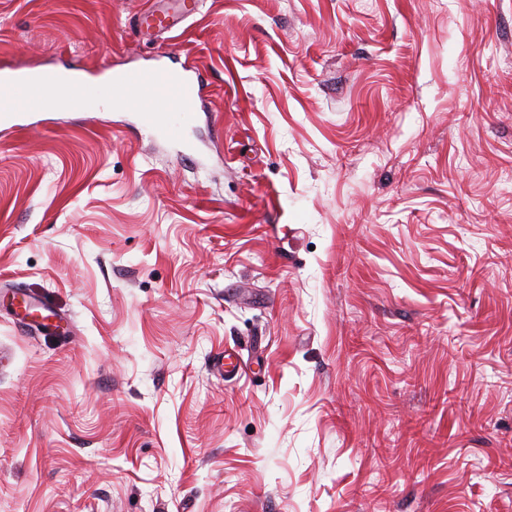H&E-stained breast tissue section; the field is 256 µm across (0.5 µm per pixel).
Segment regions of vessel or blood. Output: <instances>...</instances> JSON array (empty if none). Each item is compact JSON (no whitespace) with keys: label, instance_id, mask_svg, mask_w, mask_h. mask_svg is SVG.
Instances as JSON below:
<instances>
[{"label":"vessel or blood","instance_id":"vessel-or-blood-1","mask_svg":"<svg viewBox=\"0 0 512 512\" xmlns=\"http://www.w3.org/2000/svg\"><path fill=\"white\" fill-rule=\"evenodd\" d=\"M207 79L196 68H145L116 71L112 74L114 104H135L137 123L157 137L184 144L188 130L198 119L196 108L203 99ZM91 88L73 73L23 74L0 78V126L14 125L18 97H28L34 108L47 106L68 112H82L96 96Z\"/></svg>","mask_w":512,"mask_h":512}]
</instances>
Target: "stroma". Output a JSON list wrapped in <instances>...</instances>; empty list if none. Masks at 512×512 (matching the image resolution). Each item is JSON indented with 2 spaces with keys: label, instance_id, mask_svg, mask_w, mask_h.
<instances>
[{
  "label": "stroma",
  "instance_id": "obj_1",
  "mask_svg": "<svg viewBox=\"0 0 512 512\" xmlns=\"http://www.w3.org/2000/svg\"><path fill=\"white\" fill-rule=\"evenodd\" d=\"M179 7L0 0V72L210 82L0 127V512H512V0ZM207 79L198 68H145L112 72L109 105L132 103L137 123L157 137L182 145L198 119Z\"/></svg>",
  "mask_w": 512,
  "mask_h": 512
}]
</instances>
